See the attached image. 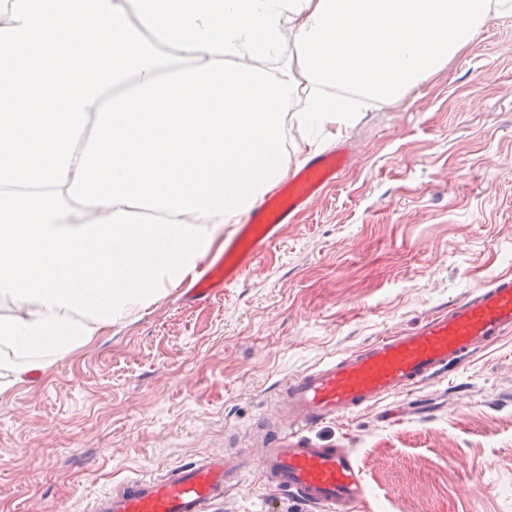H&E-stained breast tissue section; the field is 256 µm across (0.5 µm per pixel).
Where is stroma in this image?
Here are the masks:
<instances>
[{"label":"stroma","mask_w":512,"mask_h":512,"mask_svg":"<svg viewBox=\"0 0 512 512\" xmlns=\"http://www.w3.org/2000/svg\"><path fill=\"white\" fill-rule=\"evenodd\" d=\"M344 176L236 284L174 288L0 393V512H88L98 493L258 447L280 389L512 274V15L410 89L316 135ZM351 448L372 512H512V334L310 430ZM217 512H305L247 477Z\"/></svg>","instance_id":"stroma-1"}]
</instances>
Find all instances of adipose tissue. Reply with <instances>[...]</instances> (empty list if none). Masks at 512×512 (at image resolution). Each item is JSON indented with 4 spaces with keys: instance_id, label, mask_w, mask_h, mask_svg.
Returning <instances> with one entry per match:
<instances>
[{
    "instance_id": "1",
    "label": "adipose tissue",
    "mask_w": 512,
    "mask_h": 512,
    "mask_svg": "<svg viewBox=\"0 0 512 512\" xmlns=\"http://www.w3.org/2000/svg\"><path fill=\"white\" fill-rule=\"evenodd\" d=\"M494 15L512 0H0V371L178 287L285 176L287 119L400 100Z\"/></svg>"
}]
</instances>
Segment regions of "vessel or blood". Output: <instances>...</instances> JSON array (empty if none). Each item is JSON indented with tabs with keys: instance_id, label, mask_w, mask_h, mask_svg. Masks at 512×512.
<instances>
[{
	"instance_id": "obj_1",
	"label": "vessel or blood",
	"mask_w": 512,
	"mask_h": 512,
	"mask_svg": "<svg viewBox=\"0 0 512 512\" xmlns=\"http://www.w3.org/2000/svg\"><path fill=\"white\" fill-rule=\"evenodd\" d=\"M351 150L308 156L286 182L247 212L235 234L207 260L188 289L203 302L238 280L258 256L343 175ZM512 333V275H500L413 329L376 339L305 371L286 385L278 410L282 426L269 430L260 454L207 455L163 475L132 477L94 500L91 512H213L246 475L309 512H365L370 496L352 449L316 444L305 430L376 406L386 398L447 375L475 352Z\"/></svg>"
}]
</instances>
